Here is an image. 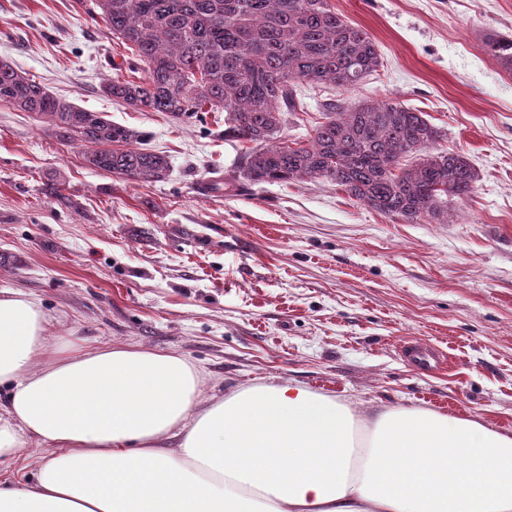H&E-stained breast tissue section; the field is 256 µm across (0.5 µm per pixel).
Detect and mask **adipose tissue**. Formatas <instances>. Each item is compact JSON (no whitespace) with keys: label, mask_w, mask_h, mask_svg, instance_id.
Wrapping results in <instances>:
<instances>
[{"label":"adipose tissue","mask_w":512,"mask_h":512,"mask_svg":"<svg viewBox=\"0 0 512 512\" xmlns=\"http://www.w3.org/2000/svg\"><path fill=\"white\" fill-rule=\"evenodd\" d=\"M0 290V512H512V435L430 409L349 403L290 381L201 405L202 369L133 345L54 343ZM45 447L36 440H30L23 448H20V461L17 464H2L0 467V481L2 480H20L23 474L28 473L35 463L46 453ZM27 466L25 471H21V466Z\"/></svg>","instance_id":"ef3b65f1"}]
</instances>
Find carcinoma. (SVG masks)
<instances>
[{"instance_id":"cac0c4a2","label":"carcinoma","mask_w":512,"mask_h":512,"mask_svg":"<svg viewBox=\"0 0 512 512\" xmlns=\"http://www.w3.org/2000/svg\"><path fill=\"white\" fill-rule=\"evenodd\" d=\"M118 44L146 78L117 75L102 93L129 108L173 119L224 113V134L252 144L243 178L287 184L326 178L376 211L409 223L445 218L444 204L468 197L478 179L468 159L430 152L439 129L424 113L392 101L346 111L325 105L309 138L276 143L283 116L297 109V81L356 86L379 66L375 41L330 0H94ZM488 53L512 70V39L493 37ZM0 102L46 119L63 144L89 148L88 164L138 183L167 179V156L136 147L143 133L101 112L52 95L0 60ZM419 156L415 167L402 159Z\"/></svg>"}]
</instances>
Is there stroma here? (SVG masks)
Returning <instances> with one entry per match:
<instances>
[{"label":"stroma","instance_id":"1","mask_svg":"<svg viewBox=\"0 0 512 512\" xmlns=\"http://www.w3.org/2000/svg\"><path fill=\"white\" fill-rule=\"evenodd\" d=\"M331 3L380 65L350 90L299 82L278 141L307 139L332 99L423 112L436 150L478 174L447 222L387 217L323 178L246 183L223 113L177 122L103 95L131 61L92 0H0V59L170 162L165 181L125 180L0 104V289L39 298L55 338L186 357L204 369V404L295 380L360 414L428 408L512 431V72L484 44L512 38V0ZM209 177L228 189L200 195ZM409 336L443 348L447 368L402 359Z\"/></svg>","mask_w":512,"mask_h":512}]
</instances>
